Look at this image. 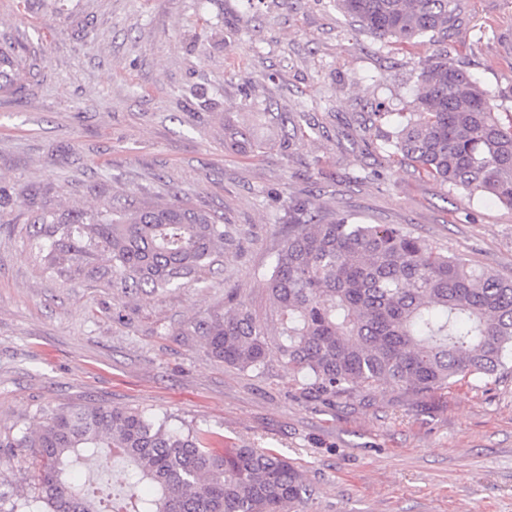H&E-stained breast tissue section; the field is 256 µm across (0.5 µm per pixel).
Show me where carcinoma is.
<instances>
[{
  "label": "carcinoma",
  "mask_w": 512,
  "mask_h": 512,
  "mask_svg": "<svg viewBox=\"0 0 512 512\" xmlns=\"http://www.w3.org/2000/svg\"><path fill=\"white\" fill-rule=\"evenodd\" d=\"M461 0H336L359 29L409 46L448 41ZM23 48L0 41V94L24 76ZM416 109L397 113L396 152L418 174L512 208V110L444 50L414 68ZM224 136L251 150L242 129ZM32 246L60 272L149 292L197 282L233 242L224 217L183 201L32 217ZM272 305L262 320L248 294L195 324L210 354L256 374L270 350L302 385L330 402L369 397L391 383L414 395L484 385L512 356V280L433 250L394 224L327 217L288 202V235L258 273ZM1 448L35 454L33 490L44 512H297L311 497L302 471L261 448L213 446V435L138 411L83 404L51 413L36 432L0 435ZM123 461L127 490L80 482Z\"/></svg>",
  "instance_id": "carcinoma-1"
}]
</instances>
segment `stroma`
<instances>
[{
    "mask_svg": "<svg viewBox=\"0 0 512 512\" xmlns=\"http://www.w3.org/2000/svg\"><path fill=\"white\" fill-rule=\"evenodd\" d=\"M32 69L0 94V432L37 430L92 402L168 416L227 448L298 465L306 512H512V360L488 386L418 398L393 385L327 402L277 353L258 375L213 358L194 324L258 289L289 198L365 224H398L433 249L512 279V209L414 173L390 143L411 73L436 53L359 32L334 0H0V33ZM448 56L512 91V0H464ZM288 115L300 132L279 147ZM265 142L225 144V124ZM238 231L201 283L149 294L48 268L29 240L42 211L172 196ZM32 457L0 448V499L30 495Z\"/></svg>",
    "mask_w": 512,
    "mask_h": 512,
    "instance_id": "1",
    "label": "stroma"
}]
</instances>
